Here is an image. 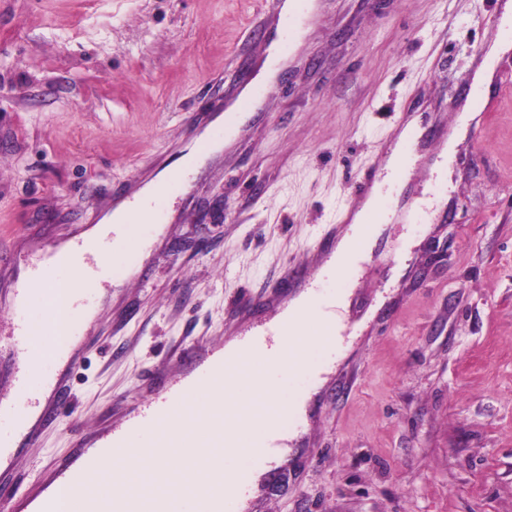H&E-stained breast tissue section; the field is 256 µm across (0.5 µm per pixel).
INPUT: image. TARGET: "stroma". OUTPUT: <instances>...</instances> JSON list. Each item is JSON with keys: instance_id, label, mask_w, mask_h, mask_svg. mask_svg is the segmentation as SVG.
<instances>
[{"instance_id": "35a3bbf8", "label": "stroma", "mask_w": 512, "mask_h": 512, "mask_svg": "<svg viewBox=\"0 0 512 512\" xmlns=\"http://www.w3.org/2000/svg\"><path fill=\"white\" fill-rule=\"evenodd\" d=\"M302 37L244 132L191 170L164 220L132 225L102 267L106 298L0 477V502L48 486L120 423L171 358L217 350L286 268L350 291L345 339L290 442L286 478L245 512H512V53L490 111L464 113L501 26L500 0H309ZM266 0H0V360L9 302L33 259L80 236L133 184L177 169L268 57ZM475 127L449 169L411 166L424 223L387 219L362 264L309 252L385 163L408 115ZM405 273L395 276L386 255Z\"/></svg>"}]
</instances>
